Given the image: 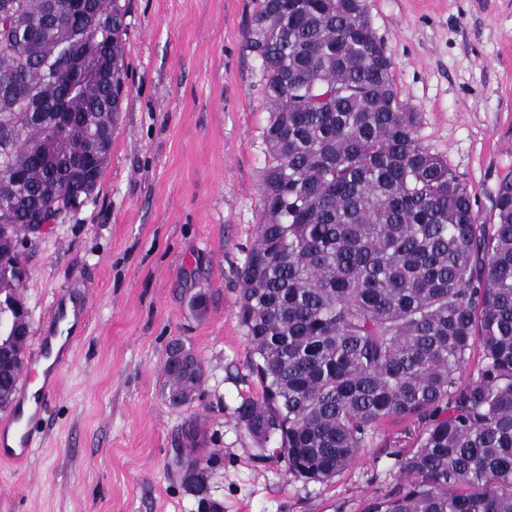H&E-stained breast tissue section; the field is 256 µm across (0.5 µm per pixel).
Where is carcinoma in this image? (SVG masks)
Masks as SVG:
<instances>
[{
	"mask_svg": "<svg viewBox=\"0 0 512 512\" xmlns=\"http://www.w3.org/2000/svg\"><path fill=\"white\" fill-rule=\"evenodd\" d=\"M0 0V407L11 404L27 343L15 309L26 279L22 233L94 190L126 83L127 7L92 0ZM265 74L271 162L256 240L239 279V319L262 398L239 420L274 445L288 476L323 482L355 461L384 420L417 415L405 482L365 512H512V174L485 221L467 187L417 135L367 0H261L249 32ZM94 54L112 79L68 83ZM83 112L45 156L68 94ZM477 377L464 378L475 349ZM164 396L189 405L202 362L173 342ZM177 464L208 496L217 453L182 429Z\"/></svg>",
	"mask_w": 512,
	"mask_h": 512,
	"instance_id": "obj_1",
	"label": "carcinoma"
}]
</instances>
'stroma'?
Returning <instances> with one entry per match:
<instances>
[{
	"mask_svg": "<svg viewBox=\"0 0 512 512\" xmlns=\"http://www.w3.org/2000/svg\"><path fill=\"white\" fill-rule=\"evenodd\" d=\"M418 134L482 215L512 169V0H367ZM259 0H129L127 94L104 172L69 220L30 234L21 298L30 342L56 301L85 326L21 465L0 462V512H198L174 457L197 417L217 452L222 512H363L403 481L417 424H381L327 482L290 478L238 418L262 389L236 307L255 240L270 114L248 31ZM205 313L192 311L197 294ZM206 370L194 402L163 395L172 340Z\"/></svg>",
	"mask_w": 512,
	"mask_h": 512,
	"instance_id": "obj_1",
	"label": "stroma"
}]
</instances>
